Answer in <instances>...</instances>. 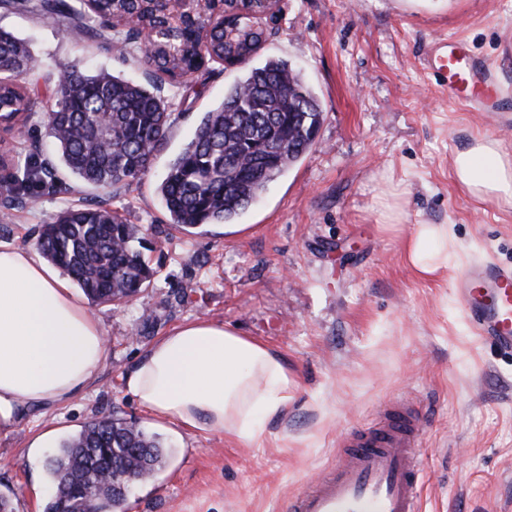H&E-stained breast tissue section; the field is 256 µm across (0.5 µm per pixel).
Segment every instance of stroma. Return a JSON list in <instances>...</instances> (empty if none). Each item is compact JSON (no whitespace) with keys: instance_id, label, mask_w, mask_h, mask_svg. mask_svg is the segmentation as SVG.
Returning <instances> with one entry per match:
<instances>
[{"instance_id":"1","label":"stroma","mask_w":512,"mask_h":512,"mask_svg":"<svg viewBox=\"0 0 512 512\" xmlns=\"http://www.w3.org/2000/svg\"><path fill=\"white\" fill-rule=\"evenodd\" d=\"M261 26L259 58L302 69L323 121L313 148L235 226L175 228L158 191L242 74L219 65L164 85L176 120L141 179L102 190L61 167L56 182L32 186L24 208L0 203V241L22 248L66 208L102 204L139 228L156 271L133 301L90 304L108 357L83 395L34 409L0 435V497L14 512H45L52 451L38 435L53 428L62 440L113 414L170 449L124 512H286L290 493L331 469L347 432L405 401L422 414L423 512H512V354L477 339L454 292L473 256L512 266V207L475 203L452 175L474 137L512 154V111L449 102L427 62L434 43L464 41L512 96V0H278ZM0 28L29 42L41 88L76 60L145 79L133 60L28 14L0 10ZM11 144L0 200L32 152L57 158L41 104ZM418 224L448 227V268L433 279L404 259ZM145 309L154 315L147 328ZM199 317L266 343L288 365L293 400L263 421L258 442L159 423L124 391L123 376L153 342Z\"/></svg>"}]
</instances>
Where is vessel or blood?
<instances>
[{
    "label": "vessel or blood",
    "instance_id": "vessel-or-blood-1",
    "mask_svg": "<svg viewBox=\"0 0 512 512\" xmlns=\"http://www.w3.org/2000/svg\"><path fill=\"white\" fill-rule=\"evenodd\" d=\"M450 100L478 108L500 103L493 71L467 48L433 68ZM456 295L479 339L512 353V267L476 258L456 279ZM416 409L389 405L370 426L347 434L336 463L288 500V512H420L423 482Z\"/></svg>",
    "mask_w": 512,
    "mask_h": 512
}]
</instances>
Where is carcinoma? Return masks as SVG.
Wrapping results in <instances>:
<instances>
[{
	"label": "carcinoma",
	"mask_w": 512,
	"mask_h": 512,
	"mask_svg": "<svg viewBox=\"0 0 512 512\" xmlns=\"http://www.w3.org/2000/svg\"><path fill=\"white\" fill-rule=\"evenodd\" d=\"M0 8L51 20L67 33L117 48L144 69L147 83L78 62L62 64L54 88L42 94L34 79L37 58L29 44L0 28V118L22 126L34 100L43 97L46 136L66 170L97 187L112 188L147 173L174 122L158 83L184 79L203 65H235L243 77L224 90L193 138L170 163L158 190L168 222L182 228L228 224L254 205L270 182L315 144L323 110L303 76L287 61L252 65L262 32L246 16L224 17V5L185 13L172 25L153 0H0ZM162 37L144 48L137 29ZM48 160L28 158L25 178L10 190L19 203L31 186L56 180ZM134 225L100 204H75L42 226L37 247L93 302L137 296L156 271L146 262ZM167 459L154 435L115 416L92 420L62 441L48 463L52 485L46 512H121L113 478L151 480Z\"/></svg>",
	"instance_id": "obj_1"
}]
</instances>
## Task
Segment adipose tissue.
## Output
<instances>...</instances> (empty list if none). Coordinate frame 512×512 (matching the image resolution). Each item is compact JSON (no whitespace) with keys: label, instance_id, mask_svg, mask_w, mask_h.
I'll return each mask as SVG.
<instances>
[{"label":"adipose tissue","instance_id":"1","mask_svg":"<svg viewBox=\"0 0 512 512\" xmlns=\"http://www.w3.org/2000/svg\"><path fill=\"white\" fill-rule=\"evenodd\" d=\"M453 176L477 202L512 205V155L497 140L458 151ZM404 258L424 278L447 269V227L416 225ZM106 354L101 325L38 249L0 243V433L30 408L84 393ZM293 385L277 351L202 318L158 338L124 376L126 392L157 419L245 443L258 437V420L287 410Z\"/></svg>","mask_w":512,"mask_h":512}]
</instances>
